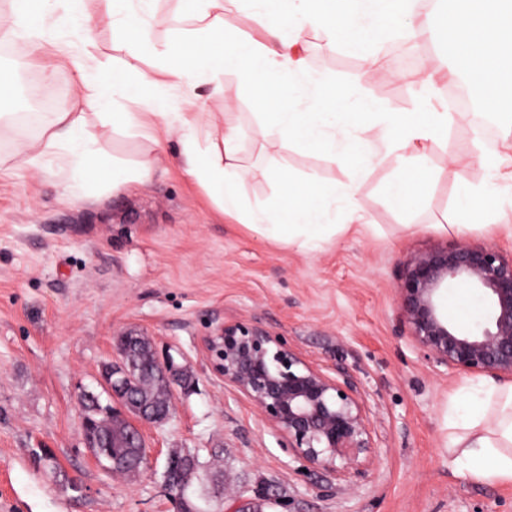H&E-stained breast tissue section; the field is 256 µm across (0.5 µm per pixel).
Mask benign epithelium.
Here are the masks:
<instances>
[{
    "mask_svg": "<svg viewBox=\"0 0 512 512\" xmlns=\"http://www.w3.org/2000/svg\"><path fill=\"white\" fill-rule=\"evenodd\" d=\"M466 283L487 302L486 321L459 325L444 299ZM394 294L412 342L436 366L512 381V255L461 236L409 255ZM210 349L224 381L258 410L292 452L328 470L358 468L371 460L372 438L353 384L305 361L288 341L247 319L226 322ZM117 368L103 374L108 393L129 405L132 379ZM159 424L143 410L131 423L135 447L145 448L140 426Z\"/></svg>",
    "mask_w": 512,
    "mask_h": 512,
    "instance_id": "benign-epithelium-1",
    "label": "benign epithelium"
}]
</instances>
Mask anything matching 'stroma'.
I'll return each instance as SVG.
<instances>
[{"instance_id":"35a3bbf8","label":"stroma","mask_w":512,"mask_h":512,"mask_svg":"<svg viewBox=\"0 0 512 512\" xmlns=\"http://www.w3.org/2000/svg\"><path fill=\"white\" fill-rule=\"evenodd\" d=\"M310 67L355 85L360 95L400 112L414 109L419 88L396 77L418 39L395 38L371 73L343 46L326 52L314 31L302 36ZM55 70L56 107L80 94L68 56L41 61L0 50L15 86L0 110L30 112L28 79ZM225 100L207 111L244 132L240 154L248 198L270 196L257 172L267 153L253 138L255 118L233 74ZM473 117L463 113L424 204L396 208L385 170L368 172L358 203L367 223L337 230L315 252L273 242L224 216L178 162L175 132L158 125V168L136 191L93 203L59 201L60 171L34 174L10 156L22 133L0 137V512H175L163 480L170 451H196L223 470L195 482L194 493L220 503L231 492L262 512H512V486L479 484L457 472L448 452V399L470 378L435 370L399 320L394 283L410 253L452 241L438 232L453 221L460 179L480 180L470 154ZM291 170L325 181L341 169L301 148L275 147ZM248 319L285 336L311 365L354 383L373 437V458L359 472L307 465L264 425L254 405L225 384L208 340L224 323ZM147 335L160 360L180 371L174 410L143 426L148 468L129 477L105 470L81 431V397L102 404L103 366L117 336ZM50 450L57 471L40 459Z\"/></svg>"}]
</instances>
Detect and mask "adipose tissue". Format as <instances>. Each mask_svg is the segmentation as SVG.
Segmentation results:
<instances>
[{
	"mask_svg": "<svg viewBox=\"0 0 512 512\" xmlns=\"http://www.w3.org/2000/svg\"><path fill=\"white\" fill-rule=\"evenodd\" d=\"M157 2L105 0L103 16L117 53L102 57L91 52L86 0H13L11 10L0 14V38L20 59L42 56L63 36L81 45L71 63L82 93L71 109L0 113V128L19 123L38 131L17 144L19 167L40 173L62 164L61 200L87 202L152 180V150L127 161L107 148L112 132L153 141L141 115L147 108L177 132L184 171L223 214L299 251H317L337 228L362 221L357 195L366 171L389 169L399 205L424 202L435 176L428 155L447 142L457 120L434 104L437 74L419 71L415 111L376 105L351 95L326 71L308 68L300 45L308 30L321 34L326 50L357 48L369 68L388 40L438 35L451 76L486 94L512 96V0H465L463 9L453 11L430 0H193L191 27L161 46L151 38L164 22ZM229 3L257 19L262 38H241L225 15ZM228 72L249 97L259 139L318 151L330 165L349 166L347 181L296 174L271 156L262 173L272 196L246 202L240 127L217 122L209 112L180 109L182 96L205 86L211 96H221ZM134 87L145 93L138 112L130 108ZM478 160L486 181L463 179L457 187L451 229L459 235L472 231L476 213L482 231L496 233L500 214L512 208V172L503 170L501 158L482 154ZM447 427L459 472L483 484H512V384L483 380L458 390L448 400Z\"/></svg>",
	"mask_w": 512,
	"mask_h": 512,
	"instance_id": "ef3b65f1",
	"label": "adipose tissue"
}]
</instances>
